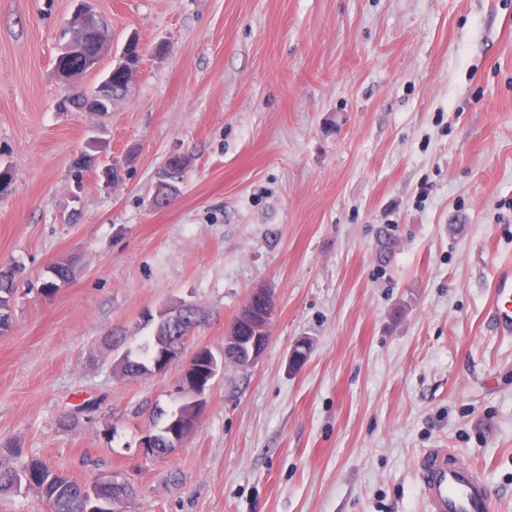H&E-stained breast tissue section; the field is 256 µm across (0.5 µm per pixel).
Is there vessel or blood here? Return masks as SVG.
Instances as JSON below:
<instances>
[{
	"mask_svg": "<svg viewBox=\"0 0 512 512\" xmlns=\"http://www.w3.org/2000/svg\"><path fill=\"white\" fill-rule=\"evenodd\" d=\"M497 333L512 336V266L502 267L483 305ZM428 512H493L496 494L470 464L445 448H434L418 467Z\"/></svg>",
	"mask_w": 512,
	"mask_h": 512,
	"instance_id": "b4317fda",
	"label": "vessel or blood"
}]
</instances>
